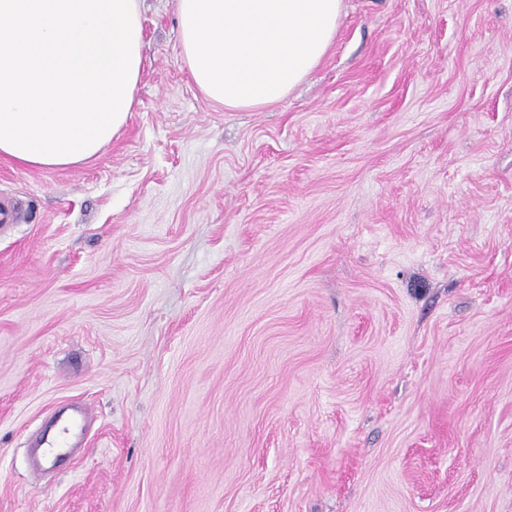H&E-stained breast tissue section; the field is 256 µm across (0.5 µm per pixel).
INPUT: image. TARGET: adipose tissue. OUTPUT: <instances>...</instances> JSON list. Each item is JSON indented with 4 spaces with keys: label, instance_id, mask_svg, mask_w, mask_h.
I'll list each match as a JSON object with an SVG mask.
<instances>
[{
    "label": "adipose tissue",
    "instance_id": "adipose-tissue-1",
    "mask_svg": "<svg viewBox=\"0 0 512 512\" xmlns=\"http://www.w3.org/2000/svg\"><path fill=\"white\" fill-rule=\"evenodd\" d=\"M342 0H176L194 84L230 111L277 104L332 45Z\"/></svg>",
    "mask_w": 512,
    "mask_h": 512
}]
</instances>
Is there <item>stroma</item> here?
I'll list each match as a JSON object with an SVG mask.
<instances>
[{
    "mask_svg": "<svg viewBox=\"0 0 512 512\" xmlns=\"http://www.w3.org/2000/svg\"><path fill=\"white\" fill-rule=\"evenodd\" d=\"M142 22L97 158L0 160V512H512V0H343L258 111ZM136 4V12L138 14L137 18H138V21L137 22H140V26H141V33H140V40L137 41L139 43V47L137 49H139V53H140V64H139V68H138V76H137V81H136V84H135V88L133 89V93H132V102H131V106H130V109L128 110V114L127 116L125 117V121L120 124V126L117 128V131L120 129V127L126 122L127 120V117L129 115V112L132 111V108H133V105H134V101H135V95H136V91H137V87H138V84H139V81H140V76H141V73H142V69H143V63H144V51H145V41H144V34H143V26H142V17H141V9H140V0H133ZM116 131V133H117ZM114 133V135L116 134ZM113 136H110L111 138H109L110 140H107V142H105V144L100 147L99 150L96 151V149L94 151L96 152H92L91 154H89L88 156L86 157H83L81 158L80 161H75V162H69V163H62V164H44V162L40 163V162H32V161H28V160H25V159H22V158H19V157H16V156H13L11 155L10 153H7L6 151H4L2 148H0V159L3 158V159H6V160H10V161H13V162H16L18 164H21V165H24V166H27V167H32V168H64V167H69V166H75V165H79L81 163H84L92 158H95L96 156H98V154L101 152V150L107 146L111 141H112V138L114 137Z\"/></svg>",
    "mask_w": 512,
    "mask_h": 512,
    "instance_id": "1",
    "label": "stroma"
}]
</instances>
